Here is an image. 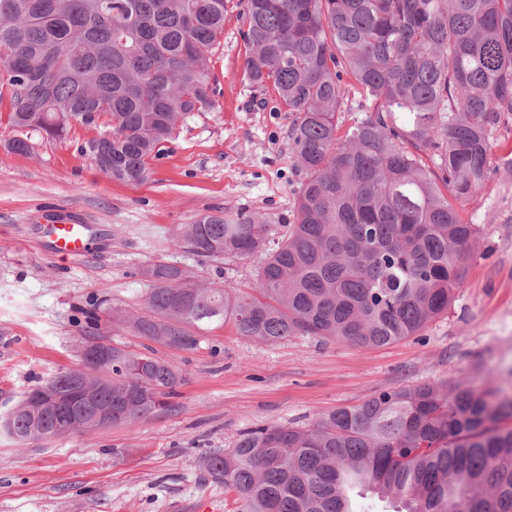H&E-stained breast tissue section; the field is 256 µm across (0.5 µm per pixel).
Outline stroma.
Masks as SVG:
<instances>
[{
    "label": "stroma",
    "instance_id": "obj_1",
    "mask_svg": "<svg viewBox=\"0 0 512 512\" xmlns=\"http://www.w3.org/2000/svg\"><path fill=\"white\" fill-rule=\"evenodd\" d=\"M240 0H230L211 56L220 89L185 115L143 182L112 180L80 150L95 128L65 139L27 131L32 150L0 148V416L59 372L82 369L85 312L96 333L134 352L147 342L118 321L143 313L156 262L195 284L252 286L260 257L201 260L179 247L185 224L216 211L292 217L303 178L290 159L294 120L272 88L251 87ZM492 175L466 207L479 248L448 312L419 335L379 348L295 335L262 342L214 322L198 350L156 346L184 378L169 408L106 430L19 442L0 430V512H233L223 487L200 482L198 461L249 430L305 427L388 387L467 378L512 392V129L493 137ZM86 224L88 251L55 253L43 228Z\"/></svg>",
    "mask_w": 512,
    "mask_h": 512
}]
</instances>
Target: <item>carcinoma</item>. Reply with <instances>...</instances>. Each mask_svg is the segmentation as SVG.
<instances>
[{
    "label": "carcinoma",
    "instance_id": "obj_1",
    "mask_svg": "<svg viewBox=\"0 0 512 512\" xmlns=\"http://www.w3.org/2000/svg\"><path fill=\"white\" fill-rule=\"evenodd\" d=\"M228 0H0V108L19 132L104 127L82 149L140 183L183 117L211 102L210 59ZM248 81L294 113L305 178L290 227L217 212L179 241L209 260L264 261L253 287L201 288L169 263L143 315L118 319L185 352L218 321L239 336L296 333L382 347L418 335L463 287L478 241L458 204L489 180L494 133L512 120V0H244ZM352 112L345 127L340 114ZM64 372L62 394L96 388L117 425L170 406L182 375L112 347V370ZM61 409L14 408L19 442L59 431ZM204 480L237 512H353L351 491L393 512H512V396L464 380L381 389L305 428L259 427L206 456Z\"/></svg>",
    "mask_w": 512,
    "mask_h": 512
}]
</instances>
